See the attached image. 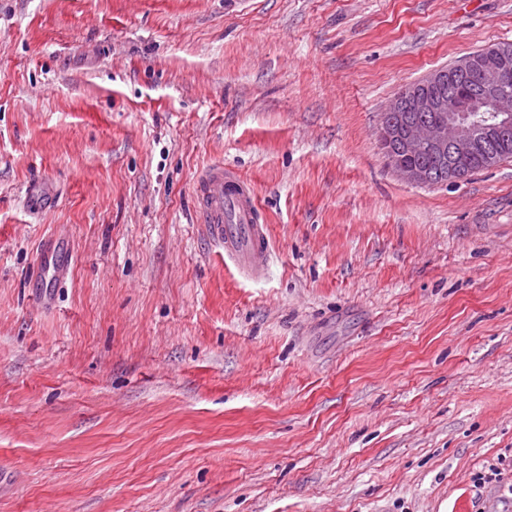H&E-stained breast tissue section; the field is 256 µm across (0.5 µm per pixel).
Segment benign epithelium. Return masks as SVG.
<instances>
[{
  "instance_id": "obj_1",
  "label": "benign epithelium",
  "mask_w": 512,
  "mask_h": 512,
  "mask_svg": "<svg viewBox=\"0 0 512 512\" xmlns=\"http://www.w3.org/2000/svg\"><path fill=\"white\" fill-rule=\"evenodd\" d=\"M482 90L490 111H468L456 95L434 97L412 90L393 100L381 113L378 136L382 146L397 147L406 154H433L440 159L474 154L485 140L492 143L512 128V92L507 89L512 75V49H492L482 62ZM408 108L418 113L415 119L395 122L397 112ZM405 182L430 185L428 171L412 166L396 168Z\"/></svg>"
}]
</instances>
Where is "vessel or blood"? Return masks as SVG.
<instances>
[{
	"label": "vessel or blood",
	"instance_id": "vessel-or-blood-1",
	"mask_svg": "<svg viewBox=\"0 0 512 512\" xmlns=\"http://www.w3.org/2000/svg\"><path fill=\"white\" fill-rule=\"evenodd\" d=\"M194 212L208 238L244 272L258 274L270 258L268 228L263 224L252 184L235 169L215 162L198 175Z\"/></svg>",
	"mask_w": 512,
	"mask_h": 512
}]
</instances>
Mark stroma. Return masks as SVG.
Returning a JSON list of instances; mask_svg holds the SVG:
<instances>
[{
	"mask_svg": "<svg viewBox=\"0 0 512 512\" xmlns=\"http://www.w3.org/2000/svg\"><path fill=\"white\" fill-rule=\"evenodd\" d=\"M502 42L512 0H0V512H512V158L416 186L377 136ZM193 198L197 224L204 225L208 238L224 250V257L249 274L263 272L270 244L252 184L218 161L200 172Z\"/></svg>",
	"mask_w": 512,
	"mask_h": 512,
	"instance_id": "obj_1",
	"label": "stroma"
}]
</instances>
